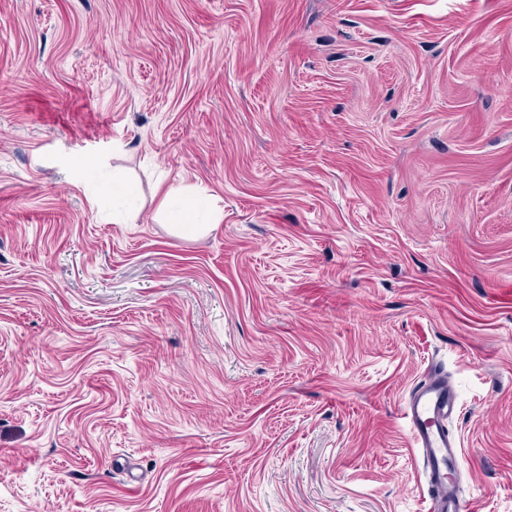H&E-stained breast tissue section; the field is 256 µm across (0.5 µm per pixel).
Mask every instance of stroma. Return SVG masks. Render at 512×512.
<instances>
[{
	"mask_svg": "<svg viewBox=\"0 0 512 512\" xmlns=\"http://www.w3.org/2000/svg\"><path fill=\"white\" fill-rule=\"evenodd\" d=\"M433 363L512 512V0H0V512H428Z\"/></svg>",
	"mask_w": 512,
	"mask_h": 512,
	"instance_id": "stroma-1",
	"label": "stroma"
}]
</instances>
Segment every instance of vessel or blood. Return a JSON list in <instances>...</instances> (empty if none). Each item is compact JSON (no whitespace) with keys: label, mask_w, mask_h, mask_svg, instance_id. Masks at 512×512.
Listing matches in <instances>:
<instances>
[{"label":"vessel or blood","mask_w":512,"mask_h":512,"mask_svg":"<svg viewBox=\"0 0 512 512\" xmlns=\"http://www.w3.org/2000/svg\"><path fill=\"white\" fill-rule=\"evenodd\" d=\"M455 404L446 375L434 370L417 385L405 406L414 443L426 468L431 512H464L458 484L448 476L449 462L459 457L458 445L446 428Z\"/></svg>","instance_id":"b4317fda"}]
</instances>
